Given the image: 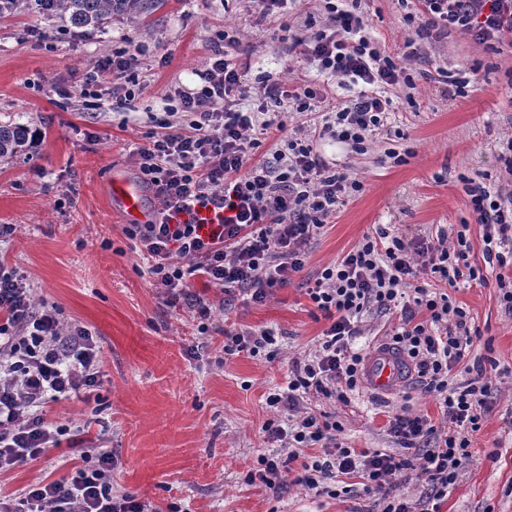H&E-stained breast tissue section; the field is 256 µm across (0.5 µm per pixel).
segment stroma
I'll list each match as a JSON object with an SVG mask.
<instances>
[{
    "instance_id": "1",
    "label": "stroma",
    "mask_w": 512,
    "mask_h": 512,
    "mask_svg": "<svg viewBox=\"0 0 512 512\" xmlns=\"http://www.w3.org/2000/svg\"><path fill=\"white\" fill-rule=\"evenodd\" d=\"M368 33L398 56L413 41L412 85L386 87L394 110L365 153L326 139L317 149L363 183L346 198L332 223L307 247L303 270L268 301H236L223 311L221 296L205 279L193 293L214 303V331L201 338L198 321L181 303H168L123 230L110 204L113 170L136 177L128 151L149 126L148 115L164 111L170 86H193L195 71L211 55L216 30L236 28L250 63L253 87L270 83L325 86L333 102L355 99L299 54L289 53L290 33L308 17L324 20L323 0H292L290 30L263 18L257 0H164L142 20L113 19L84 31L63 19L29 16L0 19V123L39 130L40 139L22 157L0 159V225L15 233L0 240V262L27 276L37 299L57 305L64 319L88 326L101 356L97 403L83 397L48 404L49 421L84 430L86 447L111 449L114 494L149 501L157 512H381L378 496L362 491L331 499L298 486L273 493L244 476L261 453H273L262 426L265 397L285 385L293 359L311 348L329 322L314 315L306 281L377 225L395 224L415 234L455 235L469 223L470 260L483 264L482 228L475 224L463 177L483 176L492 194L512 197V170L504 159L512 139V48L492 52L469 36L449 33L421 40L407 15L417 0H356ZM48 32L45 41L31 28ZM143 45L155 65L153 87L142 98L110 97L101 110L82 106L78 79L86 65L113 48ZM466 81L462 97L446 94L448 78ZM407 151L405 163L386 149ZM450 297L469 310L482 340L472 354L491 353L499 368L482 429L472 449L475 462L463 471L441 512H512V313L494 286L460 282ZM270 328L282 345L275 359L224 355L223 324ZM200 347L199 356L191 348ZM445 420L435 398L417 381L386 394L360 390L349 403L315 398L311 406L338 415L346 446L401 454L387 431L403 406ZM82 461L60 447L47 456L0 473V491L17 493L35 480L74 475Z\"/></svg>"
}]
</instances>
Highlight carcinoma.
Segmentation results:
<instances>
[{
  "instance_id": "cac0c4a2",
  "label": "carcinoma",
  "mask_w": 512,
  "mask_h": 512,
  "mask_svg": "<svg viewBox=\"0 0 512 512\" xmlns=\"http://www.w3.org/2000/svg\"><path fill=\"white\" fill-rule=\"evenodd\" d=\"M144 0H0V18L25 13L41 19L62 18L77 28L98 29L114 16L135 19ZM39 132L20 124H0V158L13 157L36 141Z\"/></svg>"
}]
</instances>
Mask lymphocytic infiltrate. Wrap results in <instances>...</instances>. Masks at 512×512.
Listing matches in <instances>:
<instances>
[{
  "label": "lymphocytic infiltrate",
  "instance_id": "lymphocytic-infiltrate-1",
  "mask_svg": "<svg viewBox=\"0 0 512 512\" xmlns=\"http://www.w3.org/2000/svg\"><path fill=\"white\" fill-rule=\"evenodd\" d=\"M328 23L309 21L293 36V47L319 71L358 86L350 105L313 118L324 89L312 84L263 86L264 103L287 104L284 112L260 119L242 111L247 96L248 61L234 55L237 37L216 31L214 49L197 70L195 88H173L170 106L142 143L130 152L141 183L159 202L154 222L124 229L145 264V272L168 300L187 299L208 335L211 305L192 294L189 281L205 277L222 295V305L237 297L262 303L291 282L305 265V248L319 237L345 197L362 189L360 181L336 171L311 144L330 136L365 152L369 134L381 129L392 109L384 87L409 81L406 67L412 52L395 58L384 54L365 32L363 17L324 0ZM417 33L433 39L457 31L489 50L512 47V0H418ZM143 47H119L95 61L81 77V95L90 110L100 109L102 87L132 97L150 86L143 77ZM282 132L269 143L270 130ZM267 156L256 157L262 145ZM465 191L476 223L483 230L484 257L499 268L500 300L512 312V198H492L483 183L469 178ZM211 211L215 223L203 228L200 214ZM465 231L455 239L390 232L374 234L319 272L305 293L329 325L315 350L295 358L286 386L266 397L271 411L287 409V423L268 419L263 430L287 448L286 458L258 456L246 475L278 490L285 480L318 497L351 493V478L367 493L382 496V512H440L462 471L474 462L471 436L481 429L493 388L484 359H470L478 332L469 314L443 292L419 283V274L447 285L460 278L487 286L481 267L471 265ZM400 308L401 323L390 338L393 348L411 363L426 392L433 394L451 431H441L423 415L393 416L388 430L411 457L343 447L335 414L307 406L317 395L341 403L363 382L365 358L351 341L360 333L363 315ZM275 358L279 344L269 328L229 329L224 353ZM463 382L450 381L452 372ZM101 357L90 328L62 320L59 310L36 300L26 276L0 264V471L45 457L61 444L80 451L85 465L68 479L37 481L19 494L1 495L0 512H154L146 501L112 492V452L82 445L80 428L55 424L44 407L79 394H92L99 384ZM319 447L321 455L300 461L303 448ZM300 470H292V461ZM418 470L426 483L422 497L398 493V478Z\"/></svg>",
  "mask_w": 512,
  "mask_h": 512
}]
</instances>
